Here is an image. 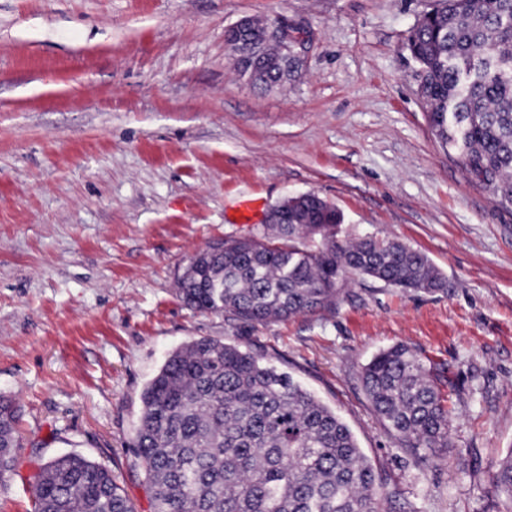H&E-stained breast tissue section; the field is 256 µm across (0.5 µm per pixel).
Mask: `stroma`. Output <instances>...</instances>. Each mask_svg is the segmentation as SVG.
Masks as SVG:
<instances>
[{
    "label": "stroma",
    "instance_id": "obj_1",
    "mask_svg": "<svg viewBox=\"0 0 512 512\" xmlns=\"http://www.w3.org/2000/svg\"><path fill=\"white\" fill-rule=\"evenodd\" d=\"M431 0H0V395L20 446L0 512H30L52 457L107 466L152 512L132 451L141 393L202 337L253 350L348 424L382 512H506L512 447V209L433 134L408 36ZM279 16L309 36L301 77L257 86L224 32ZM313 192L353 238L424 252L446 291L357 278L330 312L249 324L177 294L192 256L247 236L229 217ZM409 345L448 398L447 447L390 437L361 383ZM494 487L508 500L510 509L512 503V448H509L506 455L498 463L494 478Z\"/></svg>",
    "mask_w": 512,
    "mask_h": 512
}]
</instances>
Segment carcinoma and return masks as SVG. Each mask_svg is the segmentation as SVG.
Wrapping results in <instances>:
<instances>
[{
	"label": "carcinoma",
	"mask_w": 512,
	"mask_h": 512,
	"mask_svg": "<svg viewBox=\"0 0 512 512\" xmlns=\"http://www.w3.org/2000/svg\"><path fill=\"white\" fill-rule=\"evenodd\" d=\"M407 49L424 73L430 126L448 156L512 208V0H436ZM265 24L250 37L263 57ZM244 73L283 80L259 60ZM286 224L224 241L192 259L178 293L193 310L265 323L333 310L343 279L369 277L402 293L443 292L421 252L375 235L351 239L327 201L291 208ZM373 410L403 448L448 446L447 397L411 348L380 350L362 368ZM135 454L154 512H379L374 468L349 427L291 376L254 352L200 338L172 351L141 394ZM18 408L0 395V485L15 466ZM494 487L512 503V448ZM32 512H134L104 465L77 454L46 462Z\"/></svg>",
	"instance_id": "1"
}]
</instances>
